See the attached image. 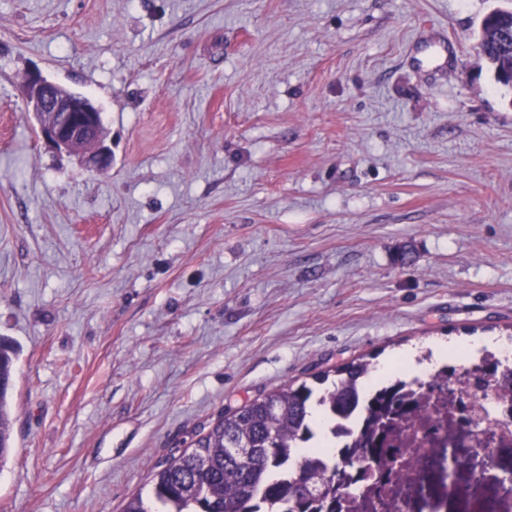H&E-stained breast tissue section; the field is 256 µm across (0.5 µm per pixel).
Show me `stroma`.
<instances>
[{"label":"stroma","mask_w":512,"mask_h":512,"mask_svg":"<svg viewBox=\"0 0 512 512\" xmlns=\"http://www.w3.org/2000/svg\"><path fill=\"white\" fill-rule=\"evenodd\" d=\"M503 4L0 0V512H122L284 384L512 334ZM34 71L99 106L110 168L39 138ZM477 48L491 65L495 81L512 87L511 74L506 70L512 56V7L500 8L482 18ZM14 375L15 352L0 342V464L12 448V417L8 398L13 389Z\"/></svg>","instance_id":"obj_1"}]
</instances>
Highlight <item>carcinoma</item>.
I'll list each match as a JSON object with an SVG mask.
<instances>
[{
	"label": "carcinoma",
	"mask_w": 512,
	"mask_h": 512,
	"mask_svg": "<svg viewBox=\"0 0 512 512\" xmlns=\"http://www.w3.org/2000/svg\"><path fill=\"white\" fill-rule=\"evenodd\" d=\"M479 54L494 79L512 87L506 65L512 59V8L485 15L478 31ZM371 363L352 361L314 377V382L284 385L224 415L200 435L190 450L153 474L147 494L137 493L123 512H341L350 476L340 468L312 461L315 447L305 443L319 433L315 410L348 413L358 402L357 386ZM15 352L0 342V461L11 448L9 395ZM426 394L384 391L368 401V424L345 465H383L394 425L426 409ZM250 449L247 459L232 449Z\"/></svg>",
	"instance_id": "cac0c4a2"
}]
</instances>
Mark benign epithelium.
I'll return each mask as SVG.
<instances>
[{
	"mask_svg": "<svg viewBox=\"0 0 512 512\" xmlns=\"http://www.w3.org/2000/svg\"><path fill=\"white\" fill-rule=\"evenodd\" d=\"M24 98L36 117L41 138L81 157L90 171L112 165V150L105 143L100 108L80 92L71 91L40 73H32Z\"/></svg>",
	"mask_w": 512,
	"mask_h": 512,
	"instance_id": "1",
	"label": "benign epithelium"
}]
</instances>
